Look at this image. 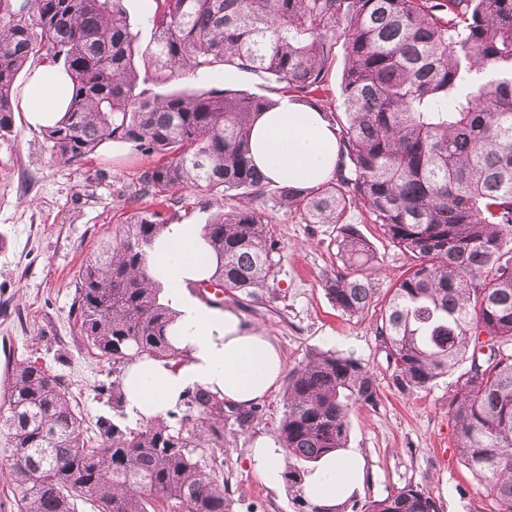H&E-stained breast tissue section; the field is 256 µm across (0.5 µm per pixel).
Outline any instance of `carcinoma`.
<instances>
[{
    "mask_svg": "<svg viewBox=\"0 0 512 512\" xmlns=\"http://www.w3.org/2000/svg\"><path fill=\"white\" fill-rule=\"evenodd\" d=\"M144 49L123 0H0V137L13 131V91L26 63L64 69L73 94L63 118L40 129L57 160L77 163L106 142L158 158L142 170L135 211L82 263L73 309L79 333L112 365L100 394L112 417L92 425L62 378L17 361L5 389L0 474L15 512H232L213 466L196 450L224 444V411L240 426L255 410L195 387L179 412L126 423V371L149 358L177 368L186 355L168 326L176 311L148 274L150 251L186 207L184 193L241 191L230 211L202 225L218 283L255 297L275 280L280 246L261 205L307 224L337 225L342 266L327 280L336 309L358 316L374 303L376 257L346 223L360 208L413 265L384 305L376 334L399 382L425 389L466 363L448 404L459 459L512 512V0H153ZM344 39L340 111L325 103L328 72ZM256 75L336 129V169L310 188L277 184L251 157L256 116L277 100L232 87L153 92L149 85L216 70ZM377 398L374 375L334 351L288 373L277 438L294 512H441L405 486L363 505L312 504L315 462L346 447L349 415Z\"/></svg>",
    "mask_w": 512,
    "mask_h": 512,
    "instance_id": "obj_1",
    "label": "carcinoma"
}]
</instances>
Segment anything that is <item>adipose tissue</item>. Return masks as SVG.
Here are the masks:
<instances>
[{
    "instance_id": "obj_1",
    "label": "adipose tissue",
    "mask_w": 512,
    "mask_h": 512,
    "mask_svg": "<svg viewBox=\"0 0 512 512\" xmlns=\"http://www.w3.org/2000/svg\"><path fill=\"white\" fill-rule=\"evenodd\" d=\"M69 77L54 68H36L22 107L30 124L51 126L65 114L71 99ZM256 165L273 181L307 188L329 179L336 164V133L323 113L286 103L262 112L251 137ZM205 248L189 225H169L155 244L149 274L178 303L170 327L174 344L185 349L187 362L178 368L151 359L137 360L126 377V411L132 421L166 416L184 392L201 386L223 395L233 406L247 407L264 399L284 372L282 356L261 330L244 324L230 310L217 312L184 296L190 282L206 278L200 267ZM364 463L355 455L329 456L305 481L307 498L332 505L346 500L364 478Z\"/></svg>"
}]
</instances>
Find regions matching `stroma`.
I'll use <instances>...</instances> for the list:
<instances>
[{
  "mask_svg": "<svg viewBox=\"0 0 512 512\" xmlns=\"http://www.w3.org/2000/svg\"><path fill=\"white\" fill-rule=\"evenodd\" d=\"M145 162L134 151L106 144L87 159L54 161L38 128L14 112L10 136L0 138V394L7 359H30L61 374L87 422L111 416L97 387L109 382V365L79 336L72 316L74 278L100 239L125 223L135 207L128 196ZM346 221L371 243L377 257L374 280L380 297L404 277L410 259L352 209ZM282 260L269 288L258 297L228 294L225 308L270 336L293 368L308 355L333 350L358 359L376 378L377 399L350 414L347 450L366 462L365 483L353 494L366 502L407 485L428 490L442 512H499V504L461 464L448 403L460 369L422 390L402 388L375 333L378 308L347 316L333 306L326 281L339 265L336 227L307 224L282 211L269 226ZM286 380L259 406L249 427L224 418V445L203 448L215 476L233 502V512H293L284 481L268 482L250 464L255 441L275 438Z\"/></svg>",
  "mask_w": 512,
  "mask_h": 512,
  "instance_id": "stroma-1",
  "label": "stroma"
}]
</instances>
